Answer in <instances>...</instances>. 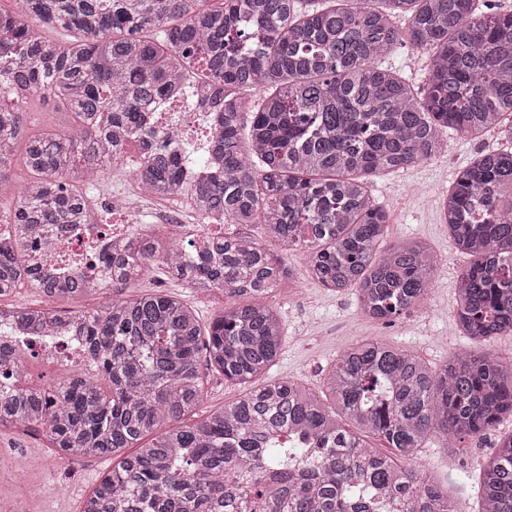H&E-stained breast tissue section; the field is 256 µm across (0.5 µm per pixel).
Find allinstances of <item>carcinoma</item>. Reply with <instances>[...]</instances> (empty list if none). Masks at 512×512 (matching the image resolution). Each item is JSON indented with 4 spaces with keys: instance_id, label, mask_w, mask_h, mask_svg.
Segmentation results:
<instances>
[{
    "instance_id": "obj_1",
    "label": "carcinoma",
    "mask_w": 512,
    "mask_h": 512,
    "mask_svg": "<svg viewBox=\"0 0 512 512\" xmlns=\"http://www.w3.org/2000/svg\"><path fill=\"white\" fill-rule=\"evenodd\" d=\"M479 2L22 0V13L0 12L9 97L0 180L22 141L28 174L0 211L18 243L0 244V299L24 286L50 300L99 292L32 264L22 242L45 224L92 223L89 190L108 168L141 175L154 196L187 198L200 224L238 227L188 261L190 232L177 244L129 238L103 258L118 290L99 308L58 314L0 302V319L30 342L66 326L97 360L96 377L15 385L0 399L1 427L40 426L67 456L118 460L81 512H457L446 488L398 461L432 436L462 441L512 416V362L468 350L435 369L371 339L337 357L319 393L266 379L284 336L269 298L294 273L246 229L261 225L283 251H303L305 280L354 288L365 316L392 322L423 304L439 260L419 242L384 246L390 224L371 178L441 154L449 129L495 131L507 145L460 170L442 209L455 248L471 257L454 308L464 336L478 346L511 334L512 12H482ZM405 42L428 52L422 87L382 64ZM183 88L209 98L223 119L212 141L222 166L194 185L182 177L194 147L176 151L141 120L145 104ZM35 96L75 116L67 132L28 134ZM157 264L196 294L237 304L204 328L172 295L124 294ZM24 369L0 346V379L15 383ZM206 370L250 388L187 424L204 402ZM478 483V512H512V434Z\"/></svg>"
}]
</instances>
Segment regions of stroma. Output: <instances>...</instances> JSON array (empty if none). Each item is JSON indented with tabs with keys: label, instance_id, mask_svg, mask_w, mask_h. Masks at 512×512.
I'll return each instance as SVG.
<instances>
[{
	"label": "stroma",
	"instance_id": "stroma-1",
	"mask_svg": "<svg viewBox=\"0 0 512 512\" xmlns=\"http://www.w3.org/2000/svg\"><path fill=\"white\" fill-rule=\"evenodd\" d=\"M28 131H64L74 122L73 115L59 104L36 98L27 106ZM497 145L494 133L479 137L452 135L447 150L439 157L390 173L373 182L372 195L389 215L391 242L416 239L428 243L441 258L435 288L425 303L411 315L384 324L366 318L358 305L355 291L341 293L305 281L304 253H285L287 265L295 271L294 283L276 290L271 301L284 326V340L269 375L274 379H297L315 390H322L324 374L347 346L364 338H375L390 345L414 349L433 367H441L453 355L466 349L455 322V287L459 271L467 258L460 255L443 224L439 197L445 194L455 171L474 160L477 153ZM192 223L191 214L177 209L174 202L155 200L140 210L129 234L141 226L163 234L169 221ZM162 289L196 310L201 321L225 304L222 293L209 296L168 279L162 266H155L129 285V292ZM495 434L471 439L465 453L447 447L441 441H429L411 458L410 465L434 475L447 485L459 512H477L479 469L491 455ZM0 455L6 463L0 467V512H79L83 499L98 486L113 467L112 460L94 458L85 461L80 479L70 496H59L55 479L62 461L42 433H26L17 428L0 430Z\"/></svg>",
	"mask_w": 512,
	"mask_h": 512
}]
</instances>
